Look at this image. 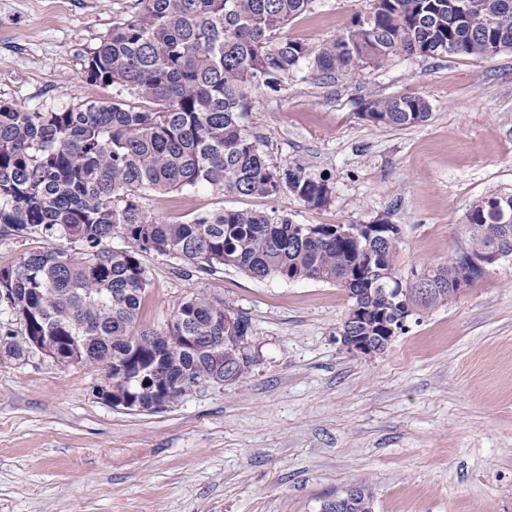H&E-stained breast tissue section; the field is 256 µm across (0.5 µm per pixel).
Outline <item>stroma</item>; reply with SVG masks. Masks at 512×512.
I'll return each mask as SVG.
<instances>
[{
  "label": "stroma",
  "instance_id": "1",
  "mask_svg": "<svg viewBox=\"0 0 512 512\" xmlns=\"http://www.w3.org/2000/svg\"><path fill=\"white\" fill-rule=\"evenodd\" d=\"M373 6L313 0L284 33L315 47ZM141 7L0 0V100L28 111L114 100L115 87L86 80L85 56ZM407 94L429 102L427 122L360 115ZM241 122L271 165L326 179L329 203L285 185L270 197L200 187L143 195L142 208L167 222L222 208L297 224L386 218L407 276L458 249L478 199L512 193V50L303 68L279 91H253ZM143 262L139 327L162 330L183 297L205 294L249 319L250 373L142 413L97 398L96 366L0 355V512H322L356 484L372 488L374 512H512V259L370 356L340 341L348 298L336 285Z\"/></svg>",
  "mask_w": 512,
  "mask_h": 512
}]
</instances>
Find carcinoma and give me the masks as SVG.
Returning <instances> with one entry per match:
<instances>
[{"instance_id": "obj_1", "label": "carcinoma", "mask_w": 512, "mask_h": 512, "mask_svg": "<svg viewBox=\"0 0 512 512\" xmlns=\"http://www.w3.org/2000/svg\"><path fill=\"white\" fill-rule=\"evenodd\" d=\"M313 0H145L84 61L86 80L110 83L133 102H92L63 112H30L0 102V237L44 246L0 269V301L25 336H38L63 365L87 360L112 377L129 408L151 412L167 387L181 398L208 381L216 360L236 382L253 359L242 354L250 323L224 324V303L184 298L165 330L138 328L148 285L146 253L198 268L241 269L258 279L319 280L345 290L364 309L356 335L385 338L380 313L396 321L422 315L483 277L476 261L500 245L512 256V194L490 193L468 211L459 251L408 278L400 235L387 218L378 237L340 234L334 224H295L252 210H218L166 223L143 211V193L208 187L239 196H272L280 181L304 202H329L326 180L296 163L266 160L241 124L253 90L279 89L300 66L332 74L394 54L492 57L512 49V10L504 0H375L334 40L311 48L283 35ZM361 115L389 127L427 121L430 106L406 95L366 102ZM122 238L127 247L110 245ZM77 245L74 250L58 246ZM6 333L5 351L32 349ZM169 385L156 382L154 373ZM368 485L338 497L334 512H373Z\"/></svg>"}]
</instances>
